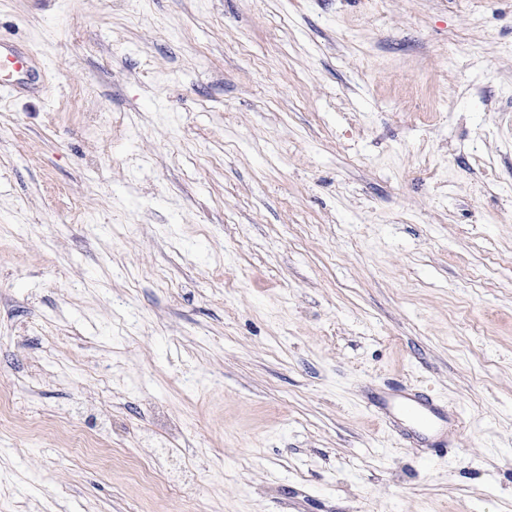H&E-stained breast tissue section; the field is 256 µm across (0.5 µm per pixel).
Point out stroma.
<instances>
[{
  "mask_svg": "<svg viewBox=\"0 0 512 512\" xmlns=\"http://www.w3.org/2000/svg\"><path fill=\"white\" fill-rule=\"evenodd\" d=\"M0 37L48 89L0 99V512H512V0H0ZM404 387L461 429L400 444Z\"/></svg>",
  "mask_w": 512,
  "mask_h": 512,
  "instance_id": "stroma-1",
  "label": "stroma"
}]
</instances>
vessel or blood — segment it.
<instances>
[{
    "label": "vessel or blood",
    "mask_w": 512,
    "mask_h": 512,
    "mask_svg": "<svg viewBox=\"0 0 512 512\" xmlns=\"http://www.w3.org/2000/svg\"><path fill=\"white\" fill-rule=\"evenodd\" d=\"M15 89L38 93L44 86L30 51L0 43V92ZM370 405L388 427L416 443L444 436L453 421L431 399L410 388L373 397Z\"/></svg>",
    "instance_id": "vessel-or-blood-1"
}]
</instances>
